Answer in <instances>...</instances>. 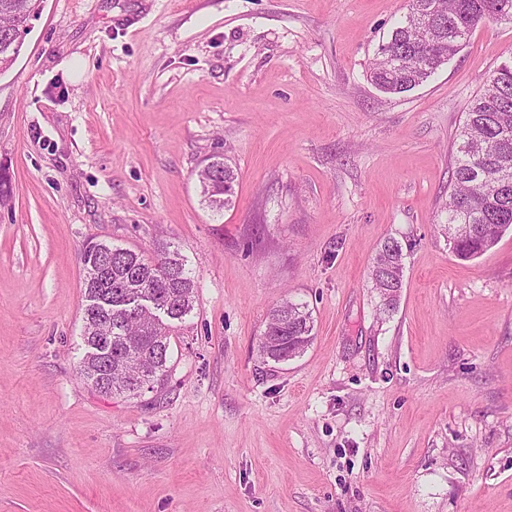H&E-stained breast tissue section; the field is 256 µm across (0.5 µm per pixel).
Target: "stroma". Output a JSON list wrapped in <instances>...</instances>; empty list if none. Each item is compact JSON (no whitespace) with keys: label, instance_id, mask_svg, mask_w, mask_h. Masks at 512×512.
Instances as JSON below:
<instances>
[{"label":"stroma","instance_id":"stroma-1","mask_svg":"<svg viewBox=\"0 0 512 512\" xmlns=\"http://www.w3.org/2000/svg\"><path fill=\"white\" fill-rule=\"evenodd\" d=\"M407 5L40 0L0 71V512H512V231L468 261L443 233L512 21L385 94L367 73ZM216 155L220 219L196 180ZM90 241L194 273L154 390L77 376ZM286 299L314 340L276 363L258 349ZM236 178L234 170L225 163L220 169L207 164L197 173L204 202L219 217L224 216V208L232 203L230 197ZM404 267L401 244L395 239L384 242L374 258L370 270L373 288L382 299L384 311H392L396 308L400 296L398 291L403 288ZM391 288H397L393 298L388 297Z\"/></svg>","mask_w":512,"mask_h":512}]
</instances>
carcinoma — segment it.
<instances>
[{
    "label": "carcinoma",
    "mask_w": 512,
    "mask_h": 512,
    "mask_svg": "<svg viewBox=\"0 0 512 512\" xmlns=\"http://www.w3.org/2000/svg\"><path fill=\"white\" fill-rule=\"evenodd\" d=\"M37 0H0V70L8 67L21 45L14 31L29 28ZM512 18V0H410L409 10L389 39L379 45L369 70L372 84L387 94L410 91L427 81L459 51L486 19ZM201 194L211 211L224 216L231 204L236 174L225 165L197 173ZM448 244L460 260L492 249L512 228V54L492 73L473 100L456 140L452 189L446 203ZM85 295L108 300L112 355L88 353L79 361L80 378L96 391L138 394L164 384L168 376L170 338L194 308L196 282L187 260L169 246L155 255L142 250L95 243L84 248ZM404 254L390 239L381 246L370 270L384 310L396 308L393 288L403 287ZM306 306L285 300L268 316L260 355L274 362L301 356L313 341Z\"/></svg>",
    "instance_id": "1"
}]
</instances>
